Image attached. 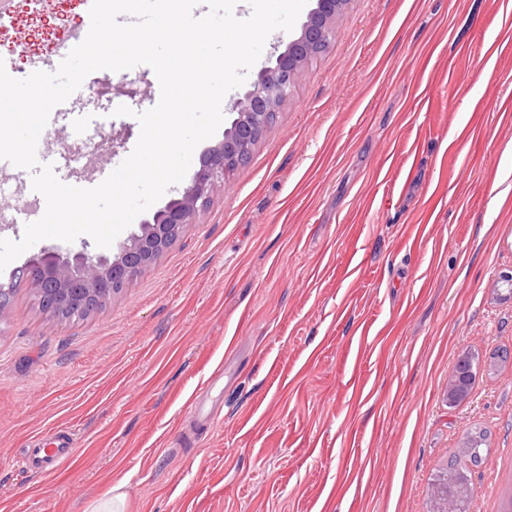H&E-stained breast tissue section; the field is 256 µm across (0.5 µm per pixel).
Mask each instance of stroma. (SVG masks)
<instances>
[{"label":"stroma","instance_id":"obj_1","mask_svg":"<svg viewBox=\"0 0 512 512\" xmlns=\"http://www.w3.org/2000/svg\"><path fill=\"white\" fill-rule=\"evenodd\" d=\"M86 10L14 0L7 73ZM334 27L247 163L97 312L54 317L14 279L46 249L100 254L90 236L0 271V512H88L119 482L122 512H428L474 426L471 512L512 503V363L448 403L460 355L512 349V0H347ZM159 89L146 65L87 76L86 133L46 125L42 150L72 181L118 167ZM58 430L73 457L24 468Z\"/></svg>","mask_w":512,"mask_h":512}]
</instances>
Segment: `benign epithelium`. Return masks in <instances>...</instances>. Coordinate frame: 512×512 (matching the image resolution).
I'll list each match as a JSON object with an SVG mask.
<instances>
[{
	"label": "benign epithelium",
	"mask_w": 512,
	"mask_h": 512,
	"mask_svg": "<svg viewBox=\"0 0 512 512\" xmlns=\"http://www.w3.org/2000/svg\"><path fill=\"white\" fill-rule=\"evenodd\" d=\"M342 0H316L299 35L257 73L252 88L233 110L224 138L204 155L200 168L180 197L169 201L140 225L113 256L77 253L63 258L48 250L18 269L36 289L45 309L71 318L108 301L115 288L132 282L167 249L206 206L210 192L224 180V171L243 161L268 117L292 92L295 75L310 59V50L334 37L336 12Z\"/></svg>",
	"instance_id": "obj_1"
}]
</instances>
